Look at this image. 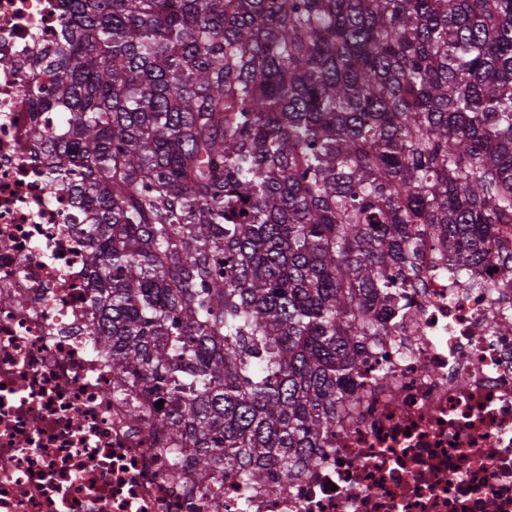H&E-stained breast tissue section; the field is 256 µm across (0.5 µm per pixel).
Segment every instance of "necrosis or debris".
<instances>
[{
	"label": "necrosis or debris",
	"instance_id": "necrosis-or-debris-1",
	"mask_svg": "<svg viewBox=\"0 0 512 512\" xmlns=\"http://www.w3.org/2000/svg\"><path fill=\"white\" fill-rule=\"evenodd\" d=\"M57 0H0V512H208L188 466L151 441L157 410L112 371L93 316L87 213L44 177L58 113L35 111ZM392 308L387 375L346 405L314 464L271 494L217 477L224 512H512V277L422 271Z\"/></svg>",
	"mask_w": 512,
	"mask_h": 512
}]
</instances>
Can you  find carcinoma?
<instances>
[{"instance_id":"1","label":"carcinoma","mask_w":512,"mask_h":512,"mask_svg":"<svg viewBox=\"0 0 512 512\" xmlns=\"http://www.w3.org/2000/svg\"><path fill=\"white\" fill-rule=\"evenodd\" d=\"M58 0L46 179L149 438L288 480L365 391L424 238L512 275V0Z\"/></svg>"}]
</instances>
